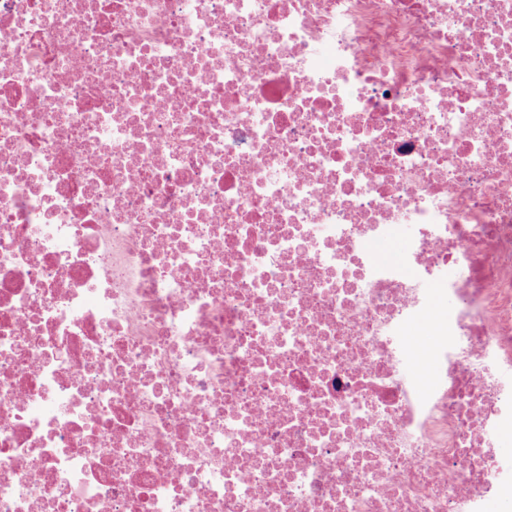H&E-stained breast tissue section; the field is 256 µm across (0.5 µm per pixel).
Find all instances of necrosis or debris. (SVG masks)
Segmentation results:
<instances>
[{
	"mask_svg": "<svg viewBox=\"0 0 512 512\" xmlns=\"http://www.w3.org/2000/svg\"><path fill=\"white\" fill-rule=\"evenodd\" d=\"M511 370L512 0H0V512H484Z\"/></svg>",
	"mask_w": 512,
	"mask_h": 512,
	"instance_id": "obj_1",
	"label": "necrosis or debris"
}]
</instances>
